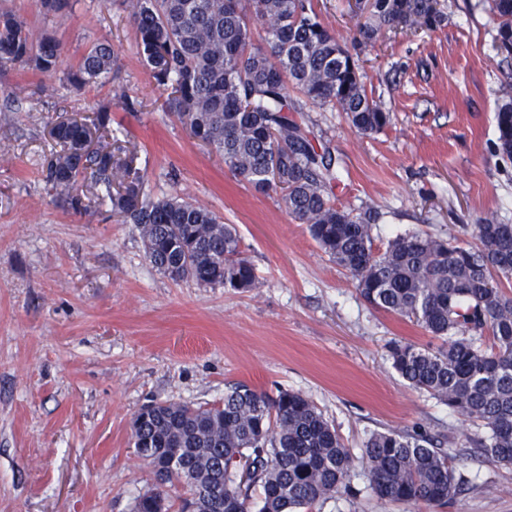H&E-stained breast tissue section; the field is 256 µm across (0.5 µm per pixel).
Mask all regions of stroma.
I'll return each mask as SVG.
<instances>
[{
  "instance_id": "stroma-1",
  "label": "stroma",
  "mask_w": 512,
  "mask_h": 512,
  "mask_svg": "<svg viewBox=\"0 0 512 512\" xmlns=\"http://www.w3.org/2000/svg\"><path fill=\"white\" fill-rule=\"evenodd\" d=\"M441 4L442 30L389 32L362 55L368 93L391 112L384 130L362 135L343 113L304 105L338 161L337 205L377 213L378 247L412 231L471 247L485 218L512 224V160L494 152L512 59L496 49L486 0ZM1 9L59 40L64 68L105 39L119 70L50 96L37 91L48 81L38 70L0 69V512H131L154 484L132 444L139 409L217 403L238 382L308 397L356 456L387 429L440 437L471 480L440 512H512V465L466 449L486 437L484 424L392 366L390 345L440 339L367 303L277 195L240 183L162 111L122 0H75L49 16L38 0H0ZM103 107L153 197H191L233 225L259 288L170 279L146 260L136 226L101 204V189L85 187L81 212L56 200L42 180L52 122ZM354 485L357 496L313 512H433L378 499L364 478Z\"/></svg>"
}]
</instances>
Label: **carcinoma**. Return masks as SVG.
<instances>
[{"instance_id": "obj_1", "label": "carcinoma", "mask_w": 512, "mask_h": 512, "mask_svg": "<svg viewBox=\"0 0 512 512\" xmlns=\"http://www.w3.org/2000/svg\"><path fill=\"white\" fill-rule=\"evenodd\" d=\"M136 27L142 62L163 108L190 135L211 146L254 192L279 195L294 220L307 225L320 250L346 270L369 304L416 322L444 341L437 348L396 343L395 371L489 434L475 442L487 462L512 464V296L498 278L512 277V224H476L477 248L430 233H408L374 248L372 211L335 203L339 178L330 148L314 141L288 96L342 112L358 133L390 124L391 114L368 95L360 55L385 29H442L440 0H373L351 43L340 40L312 0H124ZM497 51L512 57V0H490ZM60 42L0 13V68L32 65L53 76ZM117 51L99 40L60 86L81 87L112 72ZM110 113L87 123L60 120L56 150L43 179L69 208H88L82 177L105 187L112 212L136 225L145 256L173 279L203 287L252 291L259 280L242 255L235 229L188 196L154 200L134 152L112 137ZM496 152L512 158V101L496 112ZM134 447L155 469L174 466L182 484L179 512H312L343 492L355 495V458L316 405L300 393L270 395L245 384L205 406L154 403L133 428ZM361 459L368 488L380 499L442 507L469 480L422 433L374 432ZM261 489L259 500L253 493ZM163 485L138 496L132 512H167Z\"/></svg>"}]
</instances>
